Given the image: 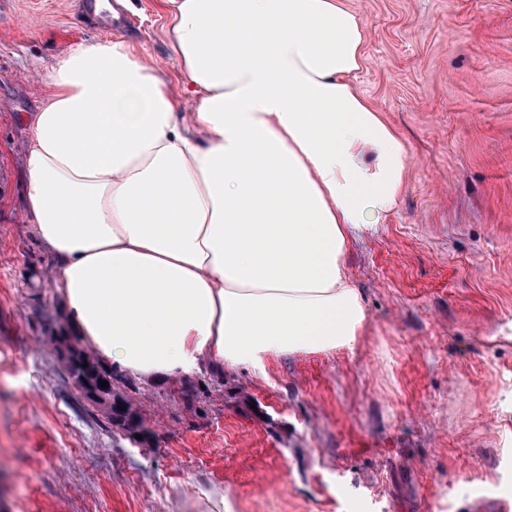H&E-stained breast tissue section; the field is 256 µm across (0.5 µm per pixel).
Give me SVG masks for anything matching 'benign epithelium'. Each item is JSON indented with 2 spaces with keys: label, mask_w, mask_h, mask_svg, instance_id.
Returning a JSON list of instances; mask_svg holds the SVG:
<instances>
[{
  "label": "benign epithelium",
  "mask_w": 512,
  "mask_h": 512,
  "mask_svg": "<svg viewBox=\"0 0 512 512\" xmlns=\"http://www.w3.org/2000/svg\"><path fill=\"white\" fill-rule=\"evenodd\" d=\"M71 330L67 326L60 325L51 336L47 337V342L53 347L59 364L68 369L77 359H82L88 363L84 373L72 375V379L76 386L84 392L88 400L92 403L102 406L106 409L107 414H112V410L119 408V404L112 398V387H99V381L105 380L112 382L109 371L95 365L93 355L86 352L80 356L76 355L71 347L68 337Z\"/></svg>",
  "instance_id": "obj_1"
}]
</instances>
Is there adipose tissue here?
Listing matches in <instances>:
<instances>
[{
  "instance_id": "obj_1",
  "label": "adipose tissue",
  "mask_w": 512,
  "mask_h": 512,
  "mask_svg": "<svg viewBox=\"0 0 512 512\" xmlns=\"http://www.w3.org/2000/svg\"><path fill=\"white\" fill-rule=\"evenodd\" d=\"M196 98L122 41L53 65L30 118L26 208L79 342L117 374L266 373L349 348L346 256L395 207L405 144L353 84L346 0H165Z\"/></svg>"
}]
</instances>
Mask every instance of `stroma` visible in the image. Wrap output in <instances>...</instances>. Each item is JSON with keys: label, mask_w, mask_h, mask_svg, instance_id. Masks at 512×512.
<instances>
[{"label": "stroma", "mask_w": 512, "mask_h": 512, "mask_svg": "<svg viewBox=\"0 0 512 512\" xmlns=\"http://www.w3.org/2000/svg\"><path fill=\"white\" fill-rule=\"evenodd\" d=\"M354 84L407 148L395 209L347 256L362 336L179 384L136 380L112 425L45 342L62 297L25 213L39 76L116 39L74 0H0V512H497L512 503V0H347ZM131 50L192 111L162 0Z\"/></svg>", "instance_id": "35a3bbf8"}]
</instances>
